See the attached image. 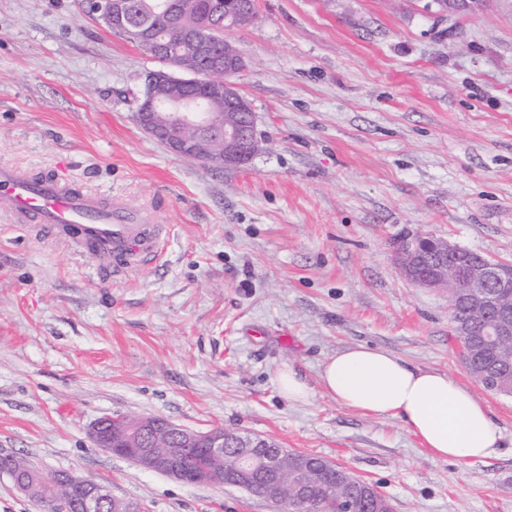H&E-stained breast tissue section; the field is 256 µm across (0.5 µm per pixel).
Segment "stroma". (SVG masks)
I'll list each match as a JSON object with an SVG mask.
<instances>
[{
    "mask_svg": "<svg viewBox=\"0 0 512 512\" xmlns=\"http://www.w3.org/2000/svg\"><path fill=\"white\" fill-rule=\"evenodd\" d=\"M228 31L261 151L177 157L133 114L155 60L79 0H0V165L119 196L168 224L129 276L0 211V453L106 485L144 512H280L94 447L106 414L223 428L322 456L393 512H512V397L463 365L448 293L395 250L420 234L512 261V0H256ZM357 344L434 369L488 408L504 446L433 457L398 420L342 407L323 362ZM311 389L291 402L282 368Z\"/></svg>",
    "mask_w": 512,
    "mask_h": 512,
    "instance_id": "obj_1",
    "label": "stroma"
}]
</instances>
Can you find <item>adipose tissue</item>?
Segmentation results:
<instances>
[{
    "label": "adipose tissue",
    "instance_id": "ef3b65f1",
    "mask_svg": "<svg viewBox=\"0 0 512 512\" xmlns=\"http://www.w3.org/2000/svg\"><path fill=\"white\" fill-rule=\"evenodd\" d=\"M323 388L337 404L373 417L400 420L439 459H483L503 446L486 406L447 374L354 345L327 358Z\"/></svg>",
    "mask_w": 512,
    "mask_h": 512
}]
</instances>
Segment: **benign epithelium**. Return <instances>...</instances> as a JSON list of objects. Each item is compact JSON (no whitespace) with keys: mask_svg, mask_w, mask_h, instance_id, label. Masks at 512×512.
I'll return each instance as SVG.
<instances>
[{"mask_svg":"<svg viewBox=\"0 0 512 512\" xmlns=\"http://www.w3.org/2000/svg\"><path fill=\"white\" fill-rule=\"evenodd\" d=\"M248 7L224 10L208 26L185 24L182 27L181 63L185 76L158 69L146 73L139 112L134 118L140 128L164 144L172 153L205 166L241 168L259 152L255 113L248 109L231 75L245 67L244 57L224 52V75L215 77L203 56L213 43L216 30L228 25L248 23ZM98 19L122 27L134 35L155 58L172 53L173 44L156 31L149 20L134 17L126 0H95ZM209 84L210 98L224 100V111L203 109L188 95L190 86ZM435 256L425 258L417 247L406 246L399 255L401 269L412 283L424 288H458L457 301L475 316H487L475 345L501 343L512 338V262L481 256L451 241L434 240ZM165 433L176 448L162 452L153 447V438ZM95 445L113 455L131 460L142 471L159 473L177 482L198 480L224 486V456H232L231 472L236 486L249 490L255 484L265 488L271 499H279L292 488L298 500L307 497L309 477L306 466L298 462L288 468L284 452L272 451L270 439L258 435L213 428L195 431L156 416H140L128 422L123 414L99 417L88 431ZM203 457L209 466L201 472L187 469L190 457ZM20 459L6 456L0 471L12 478L15 486L30 493L35 480L18 476ZM78 486L85 492L84 512H142L139 504L121 501L94 480L64 473L56 478Z\"/></svg>","mask_w":512,"mask_h":512,"instance_id":"obj_1","label":"benign epithelium"}]
</instances>
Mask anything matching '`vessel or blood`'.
<instances>
[{
	"label": "vessel or blood",
	"instance_id": "vessel-or-blood-1",
	"mask_svg": "<svg viewBox=\"0 0 512 512\" xmlns=\"http://www.w3.org/2000/svg\"><path fill=\"white\" fill-rule=\"evenodd\" d=\"M0 205L17 223L69 242L89 258L109 261L117 273L138 271L157 260L169 234L156 215L123 200L105 203L70 182L34 178L11 166H0Z\"/></svg>",
	"mask_w": 512,
	"mask_h": 512
}]
</instances>
